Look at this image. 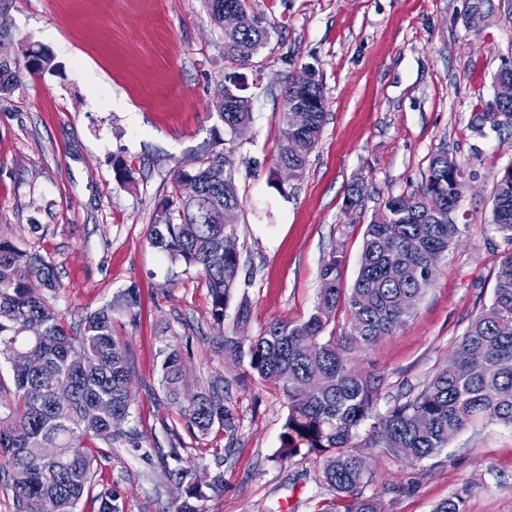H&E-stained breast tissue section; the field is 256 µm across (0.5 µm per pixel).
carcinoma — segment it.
Wrapping results in <instances>:
<instances>
[{
  "label": "carcinoma",
  "mask_w": 512,
  "mask_h": 512,
  "mask_svg": "<svg viewBox=\"0 0 512 512\" xmlns=\"http://www.w3.org/2000/svg\"><path fill=\"white\" fill-rule=\"evenodd\" d=\"M240 0H206L214 24L224 26V9ZM260 25L224 36V57L239 67L250 61L266 43ZM37 70L15 57H0V93L8 94L23 72H54L57 62L45 49ZM230 72L220 81L213 106L224 129L244 136L252 120L251 102L241 99ZM302 101L314 106L301 133L316 147L325 123L323 86L315 72L305 69L288 76L285 107L277 140V165L303 176L308 158L288 155V104ZM471 129L512 128V97L494 99L470 117ZM195 167L173 171L177 190L157 209L148 225L150 244L173 261L198 269L209 289L211 317L217 325L239 284V254L226 249L235 241L224 228V209L239 208L232 177L224 173V138L214 132ZM192 179L198 196L187 198L179 187ZM464 187L453 158L440 149L433 154L428 175L419 190L391 196L367 225L358 275L352 288L342 284V256L334 252L319 272L320 294L314 312L303 322H271L256 336L226 334L222 346L235 352L246 371L278 385L288 397V416L281 435V453L301 451L322 459V479L334 490L335 500L321 512H383L374 497L362 495L371 480L366 458L355 450L358 429L375 419L372 445L386 448L409 463L435 456L459 432L484 422L512 427V177L501 175L493 195V224L504 244L491 302L469 322L448 363L437 370L413 398L395 404L384 415L374 414L378 380L356 370L345 357L354 348L368 347L379 337L394 333L412 316L425 290L438 272L440 257L460 235L448 223L456 213ZM53 290L56 275L51 262L38 253L23 251L0 239V359L10 367L13 388H0V470L7 473L8 488L17 512H38L42 498L53 495L58 512H76L90 490L96 442L107 447L122 442L141 448L132 431L116 426L129 417L132 372L127 346L112 333V313L136 314L138 289L119 291L112 303L87 315L83 332L67 329L62 317L29 286L32 279ZM347 310L341 340H324L336 318L338 306ZM318 364L326 379L318 390L306 392L314 378L309 366ZM183 363L179 354L167 353L161 365L166 398L188 426L205 434L218 425L234 426L224 407V389L217 381L187 401L182 396ZM63 382L71 401L60 407L53 389ZM34 448H57L53 458L36 456ZM160 469L171 481L185 487L173 512H202L198 502L204 489L216 490L221 479L202 481L196 468L185 464L180 448L172 446L160 456ZM120 496L106 489L96 496L98 512H123Z\"/></svg>",
  "instance_id": "1"
}]
</instances>
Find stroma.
Listing matches in <instances>:
<instances>
[{
  "label": "stroma",
  "instance_id": "obj_1",
  "mask_svg": "<svg viewBox=\"0 0 512 512\" xmlns=\"http://www.w3.org/2000/svg\"><path fill=\"white\" fill-rule=\"evenodd\" d=\"M248 0L269 31L245 70L252 122L225 136L241 205L238 295L257 335L273 321L299 323L319 296V268L343 254V286L359 268L367 224L391 196L422 185L432 155L447 149L464 175L461 234L414 315L396 333L349 351L382 378L377 413L416 395L445 365L471 318L493 294L504 248L492 223L498 175L512 165V131L479 135L472 113L494 97V76L512 61V13L501 0ZM13 57L50 49L52 73L24 75L0 96V238L52 261L48 303L67 328L137 286L136 316L112 315L128 345L133 402L122 430L141 450L114 445L93 466L76 512H97L96 493L120 494L125 512H167L182 496L162 479L157 449L178 443L204 480L221 477L202 512H318L332 496L315 455L284 458L288 400L281 387L246 374L220 346L236 328L228 307L214 324L201 273L149 244L155 209L174 190L172 171L195 165L223 130L212 105L230 72L223 33L203 0H0ZM323 84L326 118L301 179L276 190L277 134L286 80L304 69ZM133 177L123 186L114 163ZM363 182L356 208L346 190ZM178 349L189 389L224 385L233 429H189L160 386L161 363ZM371 423L355 439L372 478L362 492L384 512H433L456 494L466 512H512V428H468L440 454L411 465L370 447Z\"/></svg>",
  "mask_w": 512,
  "mask_h": 512
}]
</instances>
